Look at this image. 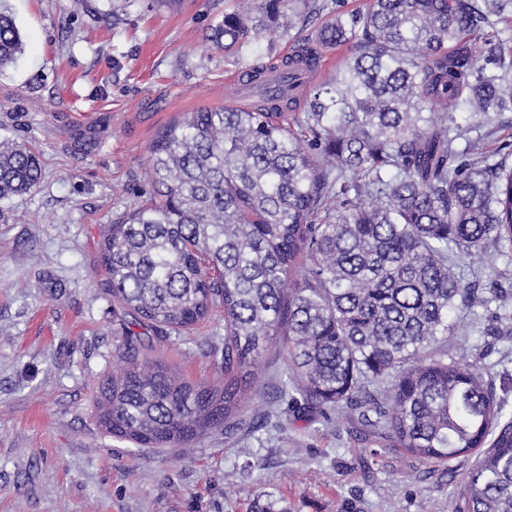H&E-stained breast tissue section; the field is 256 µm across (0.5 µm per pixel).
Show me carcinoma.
<instances>
[{"label": "carcinoma", "mask_w": 512, "mask_h": 512, "mask_svg": "<svg viewBox=\"0 0 512 512\" xmlns=\"http://www.w3.org/2000/svg\"><path fill=\"white\" fill-rule=\"evenodd\" d=\"M512 0H369L315 39L347 47L315 85L303 117L267 86L305 75L316 49L254 66L259 100L204 108L150 147L152 194L101 226V285L130 325L124 366L94 397L98 425L138 448H178L230 428L250 367L284 348L279 387L370 427L372 443L422 462L476 456L452 512H512V417L476 362L448 357L462 312L497 293L460 270L492 251L512 263V164L478 143L459 150L457 113L512 112L502 44L479 63L466 35L491 27ZM310 0H250L224 14L211 41L226 52L298 38ZM0 11V68L23 52ZM37 155L0 145V199L35 188ZM304 269L300 284L290 281ZM224 309L214 347L224 385L181 377L150 355L155 343ZM374 412L372 420L368 412Z\"/></svg>", "instance_id": "1"}]
</instances>
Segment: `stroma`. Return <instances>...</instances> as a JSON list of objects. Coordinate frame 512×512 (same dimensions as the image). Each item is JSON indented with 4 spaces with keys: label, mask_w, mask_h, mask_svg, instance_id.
Wrapping results in <instances>:
<instances>
[{
    "label": "stroma",
    "mask_w": 512,
    "mask_h": 512,
    "mask_svg": "<svg viewBox=\"0 0 512 512\" xmlns=\"http://www.w3.org/2000/svg\"><path fill=\"white\" fill-rule=\"evenodd\" d=\"M233 0H0L25 51L0 70V143H26L40 184L0 199V512H250L258 495L291 512H451L472 460L426 464L363 439L360 421L280 400L285 354L253 364L238 428L184 448H137L97 424L99 380L121 360L127 320L99 283L101 225L147 199L150 145L185 113L235 100L245 73L210 40ZM490 151L512 112L468 119ZM467 281L512 311V267L486 253ZM465 356L512 415V335L464 315ZM224 315L154 352L180 376L220 385L210 354Z\"/></svg>",
    "instance_id": "35a3bbf8"
}]
</instances>
